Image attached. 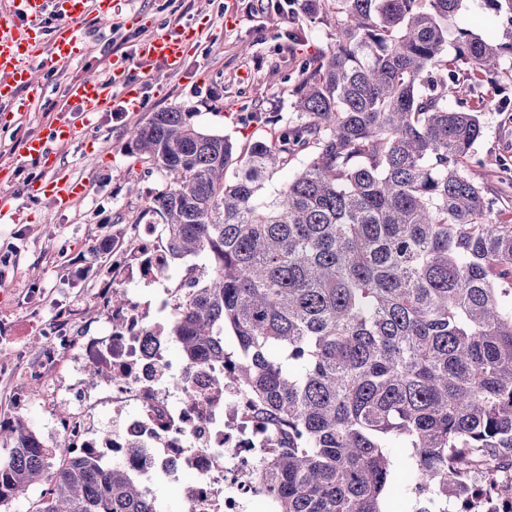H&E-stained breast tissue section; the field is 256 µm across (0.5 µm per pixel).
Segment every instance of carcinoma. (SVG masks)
<instances>
[{
    "instance_id": "obj_1",
    "label": "carcinoma",
    "mask_w": 512,
    "mask_h": 512,
    "mask_svg": "<svg viewBox=\"0 0 512 512\" xmlns=\"http://www.w3.org/2000/svg\"><path fill=\"white\" fill-rule=\"evenodd\" d=\"M484 2L503 32L459 28L450 58L464 0H303L336 15V42L295 79L298 122L239 156L180 109L127 132L166 179L149 205L166 265L202 260L167 335L189 366L228 367L285 440L254 479L273 512H382L396 446L448 501L512 470V225L491 219L512 184L489 197L471 177L483 126L448 104L512 56V0ZM7 431L0 506L45 477L37 512H158L124 470L55 466L23 421Z\"/></svg>"
}]
</instances>
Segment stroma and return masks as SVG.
Listing matches in <instances>:
<instances>
[{
  "instance_id": "1",
  "label": "stroma",
  "mask_w": 512,
  "mask_h": 512,
  "mask_svg": "<svg viewBox=\"0 0 512 512\" xmlns=\"http://www.w3.org/2000/svg\"><path fill=\"white\" fill-rule=\"evenodd\" d=\"M188 27L196 38L181 70L140 56L145 41ZM78 34L86 44L83 58L38 71L42 97L29 111L0 114V159H7L19 155L27 137L76 111L70 84L88 75L110 80L114 60L125 63L143 102L139 111L119 116L112 109L96 113L74 139L53 144L59 170L85 187L64 207L24 194L28 182L51 176L38 161L24 162L14 182L0 183V196L13 197L17 208L15 219L0 220V424L23 420L48 445L81 374L65 356L46 363L45 330L63 325L76 336L97 333L107 322L98 298L104 287L152 295L138 276H107L135 226L155 223L148 205L165 183L162 173L124 149L127 131L176 108L242 149L269 138L295 121L294 81L305 60L333 47L336 21L303 17L292 24L268 0H119L111 19L89 15ZM459 97L478 110L484 127L471 170L495 193L512 169V111L481 103H512V81L492 78L477 92L465 84ZM106 238L113 246L103 253L97 246Z\"/></svg>"
}]
</instances>
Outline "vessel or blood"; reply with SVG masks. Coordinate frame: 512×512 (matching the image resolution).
Instances as JSON below:
<instances>
[{
  "label": "vessel or blood",
  "mask_w": 512,
  "mask_h": 512,
  "mask_svg": "<svg viewBox=\"0 0 512 512\" xmlns=\"http://www.w3.org/2000/svg\"><path fill=\"white\" fill-rule=\"evenodd\" d=\"M114 6V0H0V104L12 112L28 111L42 90L34 80L36 67L61 64L81 55V39L74 23L92 13H106ZM50 12L64 20L51 33L43 25L45 14ZM194 37L191 29L156 37L144 45L142 52L175 71L182 67L186 45ZM125 82V66L116 65L110 81L83 79L71 85L69 95L79 105L78 114L54 124L46 135L27 138L22 146V157L42 162L52 172L47 182L28 185L27 195L46 192L63 206L83 192L82 184L57 171L50 145L71 140L88 125L90 114L110 107L115 86Z\"/></svg>",
  "instance_id": "vessel-or-blood-1"
}]
</instances>
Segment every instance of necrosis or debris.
Wrapping results in <instances>:
<instances>
[{
	"label": "necrosis or debris",
	"instance_id": "obj_1",
	"mask_svg": "<svg viewBox=\"0 0 512 512\" xmlns=\"http://www.w3.org/2000/svg\"><path fill=\"white\" fill-rule=\"evenodd\" d=\"M134 240L115 263L153 278L164 263L154 226L138 225ZM177 294L163 287L146 301L131 297L113 308L104 331L78 341L64 327L47 329L48 362L69 353L77 370L102 376L95 388L73 390L69 412L56 423L59 445L122 468L145 495L157 481L181 477L202 512H245L252 476L272 440L253 415L249 393L229 381L223 366L191 370L174 362L162 328ZM103 405L112 412L106 426L96 417Z\"/></svg>",
	"mask_w": 512,
	"mask_h": 512
}]
</instances>
